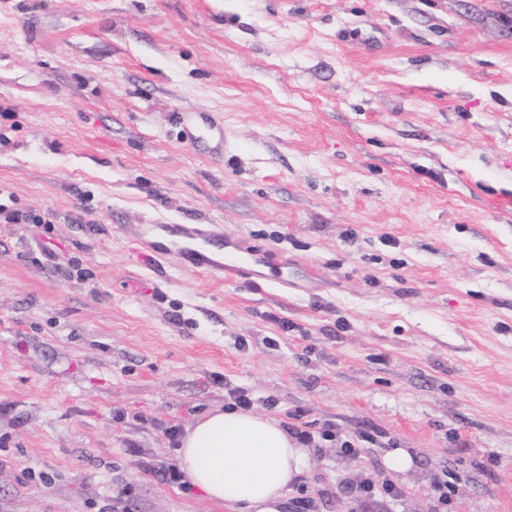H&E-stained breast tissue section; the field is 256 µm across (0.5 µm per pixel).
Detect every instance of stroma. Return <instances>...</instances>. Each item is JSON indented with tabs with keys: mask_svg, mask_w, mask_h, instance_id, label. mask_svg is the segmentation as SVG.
<instances>
[{
	"mask_svg": "<svg viewBox=\"0 0 512 512\" xmlns=\"http://www.w3.org/2000/svg\"><path fill=\"white\" fill-rule=\"evenodd\" d=\"M0 209V512H236L178 448L237 389L285 512H512V0H0ZM159 233L147 248L153 256L175 253L183 265L211 273L220 278L237 276L248 279L254 288H262L266 278L258 270L264 256L257 251H242L235 242L225 246L220 224H158ZM225 247L233 251L224 253ZM243 252L247 255H241Z\"/></svg>",
	"mask_w": 512,
	"mask_h": 512,
	"instance_id": "stroma-1",
	"label": "stroma"
}]
</instances>
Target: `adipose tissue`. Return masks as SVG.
I'll return each instance as SVG.
<instances>
[{
  "mask_svg": "<svg viewBox=\"0 0 512 512\" xmlns=\"http://www.w3.org/2000/svg\"><path fill=\"white\" fill-rule=\"evenodd\" d=\"M178 453L191 484L237 512H282L306 459L280 422L221 408L186 428Z\"/></svg>",
  "mask_w": 512,
  "mask_h": 512,
  "instance_id": "1",
  "label": "adipose tissue"
}]
</instances>
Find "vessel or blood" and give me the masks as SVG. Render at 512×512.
<instances>
[{
	"label": "vessel or blood",
	"instance_id": "obj_1",
	"mask_svg": "<svg viewBox=\"0 0 512 512\" xmlns=\"http://www.w3.org/2000/svg\"><path fill=\"white\" fill-rule=\"evenodd\" d=\"M152 255L177 254L183 265L221 278L239 277L256 288L266 281L261 271L264 257L226 251L224 229L219 224H163L148 245Z\"/></svg>",
	"mask_w": 512,
	"mask_h": 512
}]
</instances>
